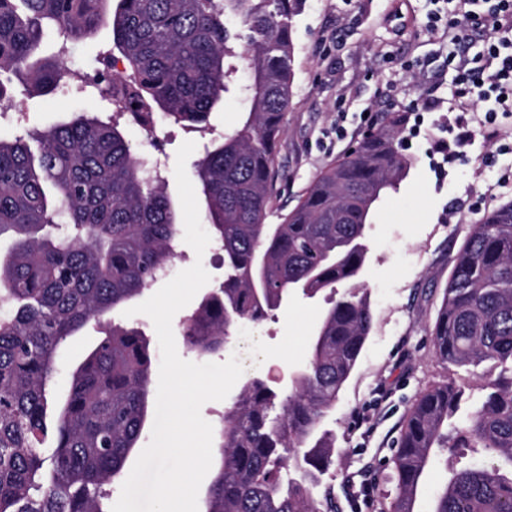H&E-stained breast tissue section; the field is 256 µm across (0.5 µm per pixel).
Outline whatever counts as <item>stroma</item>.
Instances as JSON below:
<instances>
[{
  "label": "stroma",
  "mask_w": 512,
  "mask_h": 512,
  "mask_svg": "<svg viewBox=\"0 0 512 512\" xmlns=\"http://www.w3.org/2000/svg\"><path fill=\"white\" fill-rule=\"evenodd\" d=\"M433 0H305L294 20V77L277 153L278 177L268 223H280L310 183L339 156L355 147L367 132L359 114L374 106L375 121L402 113L414 99H451L453 75L448 70V42L428 28ZM112 32L64 45L66 65L74 74H94L97 52L111 48ZM91 105L102 121L118 120L139 151L159 157L160 175L171 200H178L174 169L183 142L196 148L186 162L194 173L203 146L235 131L245 119L246 105L225 95L212 110L209 133L191 132L172 121H157L145 134L91 87L69 86L61 92L17 91L13 108L0 115V137L12 140L70 120L76 109ZM439 115L428 112L420 135L402 131L398 149L411 162L408 176L383 191L365 226L361 242L365 263L354 287L367 296L373 327L355 370L321 428L336 441L323 488L333 492L339 512H382L381 494L393 490L391 443L415 399L429 386L452 382L463 391L457 412L465 419L486 399L492 366L480 374L450 366L436 358L429 330L441 305L452 260L471 224L498 205L512 200V112L498 113L494 132L479 130L464 160L448 165L440 176L430 160L431 134ZM344 137H337V126ZM202 261L209 288L224 281V254L208 246L196 257L179 243L170 274ZM345 285L309 297L290 293L280 307L261 320H239L213 363L237 356L244 378L266 376L269 385L289 394L292 378L309 359L311 340L324 311L345 292ZM123 320L146 335L153 363L161 353L151 319L122 312L91 319L61 349L54 378L57 394H65L70 374L113 321Z\"/></svg>",
  "instance_id": "obj_1"
}]
</instances>
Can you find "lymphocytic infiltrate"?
I'll use <instances>...</instances> for the list:
<instances>
[{"label": "lymphocytic infiltrate", "mask_w": 512, "mask_h": 512, "mask_svg": "<svg viewBox=\"0 0 512 512\" xmlns=\"http://www.w3.org/2000/svg\"><path fill=\"white\" fill-rule=\"evenodd\" d=\"M457 7L464 24L450 39L448 66L462 108L449 137L434 138L430 149L446 165L465 158L475 141L467 105L480 107L490 126L499 111H512V0H457Z\"/></svg>", "instance_id": "lymphocytic-infiltrate-1"}]
</instances>
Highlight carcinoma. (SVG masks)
I'll use <instances>...</instances> for the list:
<instances>
[{"instance_id": "carcinoma-1", "label": "carcinoma", "mask_w": 512, "mask_h": 512, "mask_svg": "<svg viewBox=\"0 0 512 512\" xmlns=\"http://www.w3.org/2000/svg\"><path fill=\"white\" fill-rule=\"evenodd\" d=\"M110 2L0 0V106L13 101L15 81L45 94L60 86L67 67L62 51L45 53L48 38L81 40L106 24L125 68L112 74V54L101 53L92 83L124 80L130 100L120 110L136 106L146 130L161 116L204 130L227 92L243 98L242 127L196 165L226 272L183 323L188 346L215 353L238 320L262 319L295 290L313 297L356 277L372 207L410 168L396 146L399 116L323 171L281 223L265 224L301 0H118L112 13ZM37 138L36 156L21 138L0 139V238H14L0 257V512H106V486L144 433L152 357L140 329L114 323L59 402L58 351L156 281L176 256L179 224L118 124L85 110ZM372 324L366 300L350 291L323 314L290 395L278 400L260 377L242 385L219 424L205 512H319L320 477L336 452L320 423ZM430 336L444 362L489 363L498 372L462 424L453 421L463 396L457 385L419 395L396 441L395 494L385 512H416L436 455L452 448L480 460L449 465L432 512H512V200L471 225Z\"/></svg>"}]
</instances>
